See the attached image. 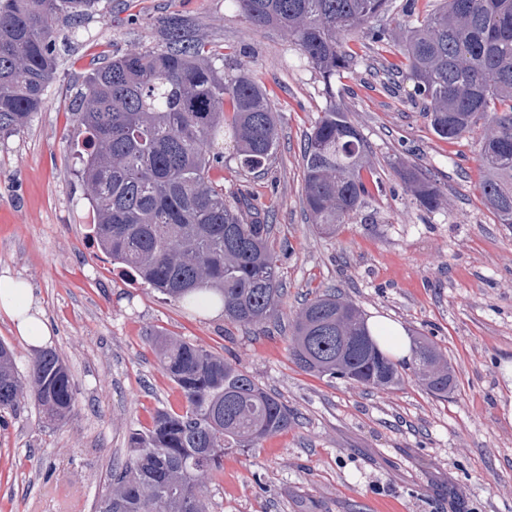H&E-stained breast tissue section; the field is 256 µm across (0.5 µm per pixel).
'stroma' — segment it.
<instances>
[{
	"label": "stroma",
	"instance_id": "1",
	"mask_svg": "<svg viewBox=\"0 0 512 512\" xmlns=\"http://www.w3.org/2000/svg\"><path fill=\"white\" fill-rule=\"evenodd\" d=\"M58 66L44 106L20 132L0 135V273L26 279L76 388L71 416L47 421L33 399L0 418V512H96L131 433L185 399L150 340L167 333L236 364L288 405L287 430L224 453L207 482L212 512H512V224L480 194L489 117L455 140L439 138L411 96L393 44L356 33L357 58L334 98L287 33L250 29L231 0H101ZM171 16L195 21L231 62L255 73L279 118L275 158L241 171L232 148L213 169L226 195L249 192L273 226L284 295L278 315L243 326L188 310L132 282L97 246L76 175L72 100L93 60L161 45ZM346 112L375 184L364 208L321 233L303 204V143L328 104ZM424 173L441 203L428 209L402 173ZM334 290L364 316L432 340L452 367L447 397L424 388L408 361L403 381L379 390L301 370L288 350L303 301Z\"/></svg>",
	"mask_w": 512,
	"mask_h": 512
}]
</instances>
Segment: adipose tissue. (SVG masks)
Wrapping results in <instances>:
<instances>
[{"instance_id":"adipose-tissue-1","label":"adipose tissue","mask_w":512,"mask_h":512,"mask_svg":"<svg viewBox=\"0 0 512 512\" xmlns=\"http://www.w3.org/2000/svg\"><path fill=\"white\" fill-rule=\"evenodd\" d=\"M0 313L5 314L29 348L39 349L51 331L28 281L0 275Z\"/></svg>"}]
</instances>
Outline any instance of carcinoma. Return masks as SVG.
<instances>
[{"label":"carcinoma","instance_id":"cac0c4a2","mask_svg":"<svg viewBox=\"0 0 512 512\" xmlns=\"http://www.w3.org/2000/svg\"><path fill=\"white\" fill-rule=\"evenodd\" d=\"M256 29L277 27L319 73L326 94L350 68L345 36L364 31L392 40L389 0H231ZM99 0H0V135L20 132L41 111L57 68L58 23L76 33ZM163 45L97 60L73 106L84 153L78 177L93 212L95 240L123 272L192 309L210 293L236 324L276 313L282 295L272 225L243 217L253 199L231 200L210 171L224 163L219 137L235 141L240 168L259 173L273 161L278 116L269 93L249 72L224 75L215 53L188 19L161 29ZM399 52L434 132L453 140L491 113L481 148L480 191L502 224H512V0H444L408 27ZM305 209L324 233L336 232L364 207V143L331 104L303 148ZM404 179L425 208L438 190L414 170ZM152 344L186 402L160 409L153 425L130 436L132 456L112 473L98 512H211L200 478L224 468V451L252 448L288 428L291 413L275 394L223 356L165 333ZM291 355L303 370L375 389L400 384L401 373L353 305L327 293L306 301L293 325ZM412 365L426 390L448 396L453 376L426 337L413 339ZM51 420L75 405L70 371L54 349L40 351L20 376L15 352L0 342V412L25 398Z\"/></svg>","mask_w":512,"mask_h":512}]
</instances>
